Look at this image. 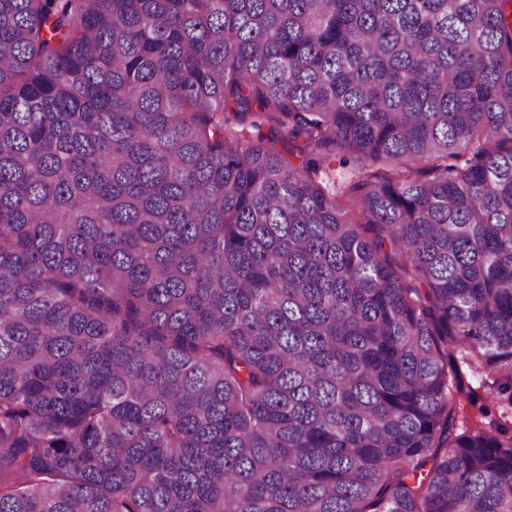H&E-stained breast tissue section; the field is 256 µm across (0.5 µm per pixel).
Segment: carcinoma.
<instances>
[{"label":"carcinoma","mask_w":512,"mask_h":512,"mask_svg":"<svg viewBox=\"0 0 512 512\" xmlns=\"http://www.w3.org/2000/svg\"><path fill=\"white\" fill-rule=\"evenodd\" d=\"M451 345L511 410L512 0H0V512H512Z\"/></svg>","instance_id":"cac0c4a2"}]
</instances>
